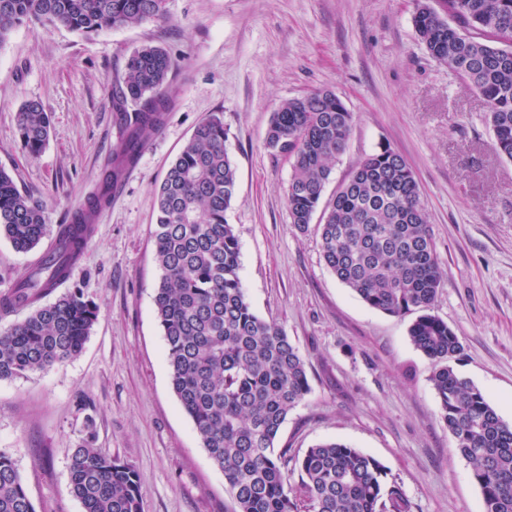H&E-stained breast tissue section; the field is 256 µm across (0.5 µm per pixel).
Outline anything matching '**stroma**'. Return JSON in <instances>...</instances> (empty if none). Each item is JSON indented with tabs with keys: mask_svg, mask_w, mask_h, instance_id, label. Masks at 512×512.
<instances>
[{
	"mask_svg": "<svg viewBox=\"0 0 512 512\" xmlns=\"http://www.w3.org/2000/svg\"><path fill=\"white\" fill-rule=\"evenodd\" d=\"M168 17L85 36L33 21L0 44V168L47 209V238L99 184L117 143L112 91L142 45L168 51L171 109L112 199L71 272L98 308L82 353L48 371L0 380V448L16 461L36 512H83L69 458L86 431L132 464L143 512H232L223 473L173 393L156 317L160 269L150 228L155 190L195 127L220 114L237 169L226 214L254 312L302 353L312 390L276 445L298 454L344 442L377 458L412 512H482L411 343L412 316L370 308L327 268L316 227L295 229L289 160L266 130L282 101L319 89L354 114L330 202L370 154L403 156L428 212L443 285L433 313L459 336V365L512 424V161L492 149L488 107L434 60L414 25L415 0H168ZM42 103L48 141L30 156L19 108ZM45 251L0 237V294Z\"/></svg>",
	"mask_w": 512,
	"mask_h": 512,
	"instance_id": "1",
	"label": "stroma"
}]
</instances>
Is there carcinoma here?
Returning a JSON list of instances; mask_svg holds the SVG:
<instances>
[{
	"label": "carcinoma",
	"mask_w": 512,
	"mask_h": 512,
	"mask_svg": "<svg viewBox=\"0 0 512 512\" xmlns=\"http://www.w3.org/2000/svg\"><path fill=\"white\" fill-rule=\"evenodd\" d=\"M455 24L417 0L413 24L428 53L460 75L486 101L495 152L512 160V0H443ZM166 0H0V43L26 22L41 21L82 34L163 21ZM173 60L144 45L127 59L112 93L118 142L104 182L88 209L59 226L68 254L43 259L0 296V313L28 310L0 327V380L47 371L78 356L97 307L71 288L44 301L68 280L84 241L82 224L104 203L164 122ZM354 114L330 90L284 101L273 113L266 148L284 155L292 174L287 201L304 233L317 210ZM50 113L24 104L17 131L35 156L46 145ZM224 120L201 122L156 191L152 231L161 271L154 302L166 343L170 382L202 447L224 473L234 512H411L385 466L347 443L327 441L290 457L275 447L291 410L311 392L305 361L281 327L260 318L241 287L240 246L226 213L236 168L224 147ZM47 230L42 204L0 169V236L19 252L35 248ZM324 261L368 306L390 315L417 314L414 347L434 364L431 376L442 419L457 453L471 465L483 512H512V424L454 366L463 346L431 314L443 275L419 184L389 147L367 156L343 183L319 224ZM88 434L70 458L72 492L83 512H142L135 468L92 446ZM298 475L297 497L288 471ZM0 512H36L19 468L0 448Z\"/></svg>",
	"instance_id": "obj_1"
}]
</instances>
